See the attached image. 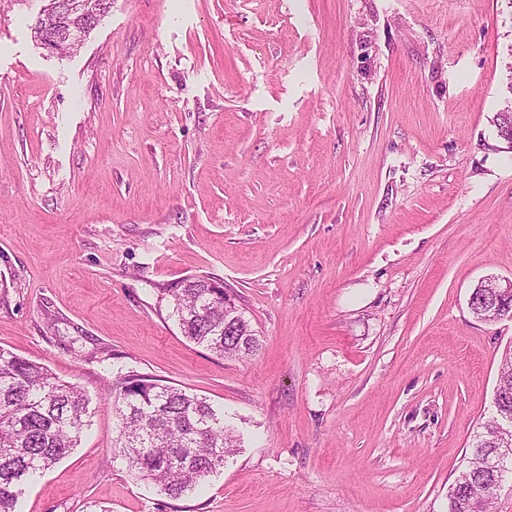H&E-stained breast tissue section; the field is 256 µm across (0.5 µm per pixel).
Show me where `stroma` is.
<instances>
[{
    "instance_id": "1",
    "label": "stroma",
    "mask_w": 512,
    "mask_h": 512,
    "mask_svg": "<svg viewBox=\"0 0 512 512\" xmlns=\"http://www.w3.org/2000/svg\"><path fill=\"white\" fill-rule=\"evenodd\" d=\"M0 0V349L91 400L17 512H448L512 320V0H112L76 51ZM207 276L261 340L185 338ZM205 397L237 448L178 498L115 446L117 375ZM490 286L495 289L494 300L477 302L476 305L481 310V320L495 322L505 317L512 319V311L506 308L505 304L512 298V279L508 280L505 286L497 280H489Z\"/></svg>"
}]
</instances>
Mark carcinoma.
Wrapping results in <instances>:
<instances>
[{
  "label": "carcinoma",
  "instance_id": "1",
  "mask_svg": "<svg viewBox=\"0 0 512 512\" xmlns=\"http://www.w3.org/2000/svg\"><path fill=\"white\" fill-rule=\"evenodd\" d=\"M38 13L34 31L55 35L73 27L90 33L110 8L98 0V13L62 15L56 3ZM214 279L190 277L172 293V312L186 338L221 356L251 355L259 336L238 307L224 310V289ZM233 320L224 329L225 319ZM495 409L512 414V349L502 357ZM115 447L136 478L158 491L181 497L224 466L236 440L224 426V413L203 397L151 376L130 372L112 383ZM89 398L77 384L61 380L46 366L0 349V512H16L24 487L79 447L90 425ZM498 452L478 434L470 456L448 491V512H488L492 492L512 459L497 469L487 459Z\"/></svg>",
  "mask_w": 512,
  "mask_h": 512
}]
</instances>
